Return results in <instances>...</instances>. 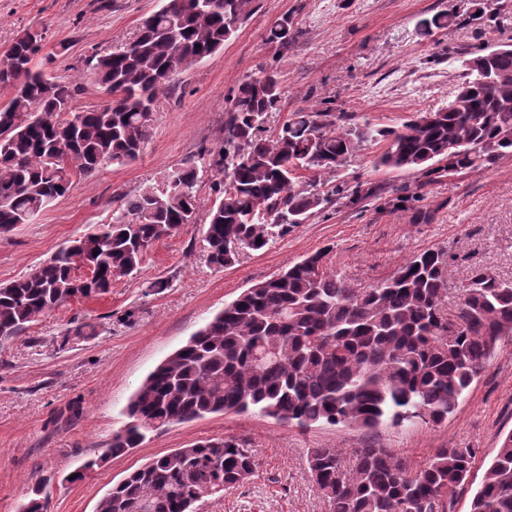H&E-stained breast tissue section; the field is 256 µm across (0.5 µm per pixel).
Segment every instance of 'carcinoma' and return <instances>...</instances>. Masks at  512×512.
Segmentation results:
<instances>
[{
  "label": "carcinoma",
  "mask_w": 512,
  "mask_h": 512,
  "mask_svg": "<svg viewBox=\"0 0 512 512\" xmlns=\"http://www.w3.org/2000/svg\"><path fill=\"white\" fill-rule=\"evenodd\" d=\"M253 0H164L145 17L131 47L85 59L78 80L35 66L43 32H20L0 59V234L31 223L66 195L73 173L102 161L136 160L172 67L185 70L223 50L252 12ZM457 15L422 21L424 33ZM271 42L294 38L284 17ZM483 48L462 61L465 79L448 104L415 112L400 128L352 122L334 112H294L274 137L281 108L278 71L245 78L228 97L224 137L209 168L219 181L202 225L207 262L224 269L266 250L331 201L355 203L362 185L329 176L371 142H386L375 166L435 173L476 169L512 155V45ZM112 101L76 110L82 80ZM68 143L67 153L57 150ZM311 173L304 181L300 172ZM195 165L118 200L109 222L59 248L24 275L0 284V348L72 300L107 294L139 272L160 240L196 223ZM325 248L245 289L145 378L130 398L128 421L86 468L138 447L150 432L214 414L255 413L311 429L342 425L372 431L419 419H448L512 336V281L471 267L460 301L448 309L452 257L444 248L406 259L370 285L330 269ZM477 450L438 449L413 469L387 448H311L307 467L329 512H448V499L471 476ZM251 449L234 438L199 440L134 469L105 492L95 512H197L255 472ZM470 512H512V430L502 439Z\"/></svg>",
  "instance_id": "carcinoma-1"
}]
</instances>
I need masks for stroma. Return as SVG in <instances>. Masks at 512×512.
<instances>
[{
  "label": "stroma",
  "instance_id": "obj_1",
  "mask_svg": "<svg viewBox=\"0 0 512 512\" xmlns=\"http://www.w3.org/2000/svg\"><path fill=\"white\" fill-rule=\"evenodd\" d=\"M162 0H0V54L25 29L45 36L37 56L44 71L71 78L85 56L130 42L141 20ZM456 13L455 25L423 34L420 22ZM289 17L295 37L269 42L276 20ZM71 44L57 54L58 42ZM512 43V0H255L250 16L222 51L179 72L157 103L140 156L123 166L72 177V187L30 224L0 235V283L22 276L90 227L110 220L119 195L133 194L183 165L205 166L223 137L233 89L251 75L277 69L281 110L267 123L278 133L294 112H343L380 126L400 127L412 113L440 108L461 82L465 54ZM377 145L340 168L337 180L377 187L347 206L332 202L266 251L233 267L211 268L201 229L192 225L158 242L137 275L117 279L109 294L73 301L33 324L0 349V512H19L42 484L50 512H95L98 499L127 472L174 449L207 438L243 440L257 460L254 477L199 512H326L306 465L311 448L373 443L411 465L436 449L476 448L474 482L457 490L448 512H469L475 483L512 431V339L439 426L413 422L375 433L342 426L303 431L256 414H215L149 434L127 454L110 458L84 480L67 476L101 454L124 422L130 397L146 376L242 291L289 263L329 249L330 266L367 285L392 276L408 258L431 248L454 256L455 285L472 265L512 279V156L475 170L425 177L375 166ZM413 198L394 202L395 186ZM170 286L148 292V282ZM82 321L90 336L73 335Z\"/></svg>",
  "mask_w": 512,
  "mask_h": 512
}]
</instances>
